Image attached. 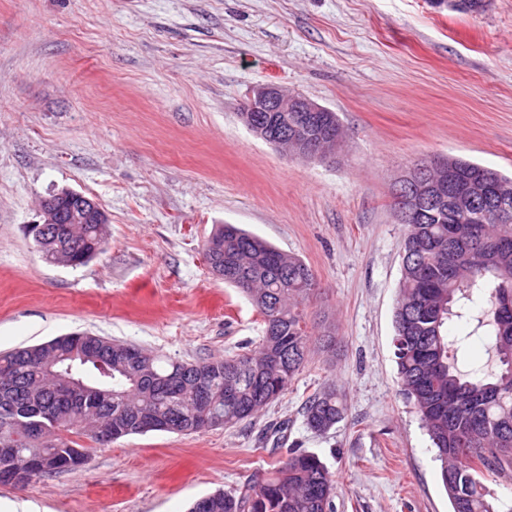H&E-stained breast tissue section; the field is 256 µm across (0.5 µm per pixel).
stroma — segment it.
I'll list each match as a JSON object with an SVG mask.
<instances>
[{"label": "stroma", "instance_id": "obj_1", "mask_svg": "<svg viewBox=\"0 0 512 512\" xmlns=\"http://www.w3.org/2000/svg\"><path fill=\"white\" fill-rule=\"evenodd\" d=\"M275 83L337 112L336 163L293 159L240 109ZM462 157L512 173V0H0V352L88 331L174 360L258 346L264 324L214 276L205 243L234 224L299 256L314 343L254 420L93 446L80 468L0 483V512H188L316 454L332 512H451L440 463L400 393L392 337L402 227L393 180ZM108 213L87 265L45 259L39 199ZM336 385L343 419L308 429ZM344 411L345 405L336 388H320L304 405L306 425L315 432L327 431L342 419Z\"/></svg>", "mask_w": 512, "mask_h": 512}]
</instances>
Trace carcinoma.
Here are the masks:
<instances>
[{"mask_svg": "<svg viewBox=\"0 0 512 512\" xmlns=\"http://www.w3.org/2000/svg\"><path fill=\"white\" fill-rule=\"evenodd\" d=\"M266 133L293 131L296 112H265ZM475 206L462 217L451 190L403 225L393 347L401 394L420 415L441 462L452 512H498L483 472L512 479V198L501 204L488 183L473 186ZM53 246L74 266L101 251L96 224H62ZM219 249L213 273L238 288L261 314L259 347L224 359H162L95 335L60 336L0 354V439L21 432L9 464L41 476L52 461L96 444L149 431L192 434L253 420L279 399L311 352L303 305L316 288L311 268L234 224L207 240ZM488 309L472 314L474 292ZM475 321L489 338L500 372L491 380L459 365L461 346L445 325ZM345 411L336 388L304 405L308 428L324 432ZM334 480L320 459L292 452L265 482L196 500L189 512H327Z\"/></svg>", "mask_w": 512, "mask_h": 512, "instance_id": "1", "label": "carcinoma"}]
</instances>
